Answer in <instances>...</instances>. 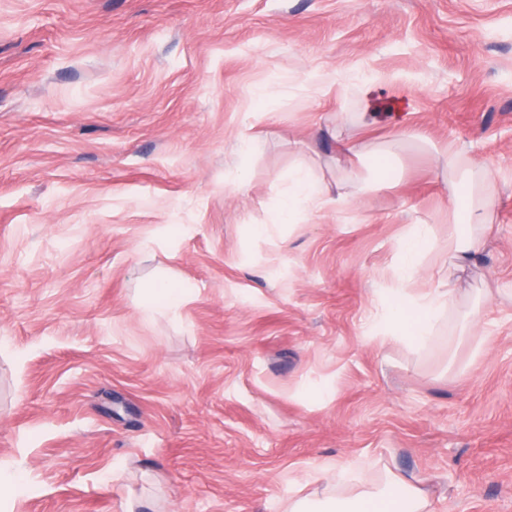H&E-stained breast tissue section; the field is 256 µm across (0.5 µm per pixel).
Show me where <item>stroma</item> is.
Listing matches in <instances>:
<instances>
[{
  "instance_id": "1",
  "label": "stroma",
  "mask_w": 512,
  "mask_h": 512,
  "mask_svg": "<svg viewBox=\"0 0 512 512\" xmlns=\"http://www.w3.org/2000/svg\"><path fill=\"white\" fill-rule=\"evenodd\" d=\"M330 114L395 167L276 222L291 169L332 177ZM448 144L494 173L456 281L482 320L375 339L407 236L410 295L448 276ZM165 275L184 301L142 320ZM0 470V512H286L388 473L512 512V0H0Z\"/></svg>"
}]
</instances>
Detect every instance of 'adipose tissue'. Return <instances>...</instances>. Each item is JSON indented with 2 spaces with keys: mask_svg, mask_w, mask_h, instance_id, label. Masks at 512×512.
Returning <instances> with one entry per match:
<instances>
[{
  "mask_svg": "<svg viewBox=\"0 0 512 512\" xmlns=\"http://www.w3.org/2000/svg\"><path fill=\"white\" fill-rule=\"evenodd\" d=\"M443 156L452 177L451 198L462 196L469 203L468 231L460 230L456 215L448 217V270L454 273L473 262L493 240L494 198L486 193L492 173L459 151L447 149ZM346 203V194H332L329 185L317 177L310 166L301 165L295 167L289 177L281 216L291 221L329 213ZM454 302L453 289H427L412 302L419 313L414 323H407L403 311L397 310L385 321L384 328L393 335L410 331L418 342H425L433 333L435 320L444 310L452 308ZM426 507L421 490L413 482L396 476L389 478L382 488L365 489L348 498L329 493L318 499L295 497L288 502V512H426Z\"/></svg>",
  "mask_w": 512,
  "mask_h": 512,
  "instance_id": "adipose-tissue-1",
  "label": "adipose tissue"
}]
</instances>
